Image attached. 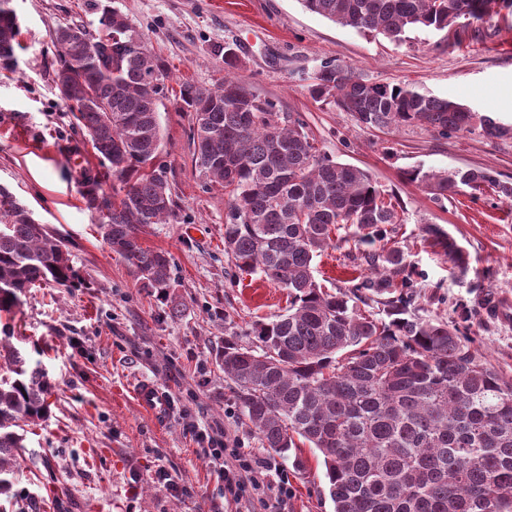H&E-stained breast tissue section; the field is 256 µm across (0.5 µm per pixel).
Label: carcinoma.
Here are the masks:
<instances>
[{"mask_svg":"<svg viewBox=\"0 0 512 512\" xmlns=\"http://www.w3.org/2000/svg\"><path fill=\"white\" fill-rule=\"evenodd\" d=\"M335 24L377 32L392 42L411 29L445 30L459 19L483 22L512 0H301ZM17 20L0 15V65L15 57ZM59 68L74 95L98 104L70 109L106 171L81 174L83 197L97 214L105 245L123 257L144 287L169 298L171 261L143 247L148 224L175 217L171 189L158 163L159 104L170 71L128 18L100 6L98 34L71 23L56 31ZM155 70L160 82L146 76ZM316 101L348 112L362 130L395 132L421 125L446 137L506 130L462 104L406 83L370 82L326 62L309 87ZM174 102L194 114L195 162L227 191L224 254L236 269L261 273L288 295L285 313L256 320L250 343L224 337L216 363L231 383L242 419L263 447L281 457L307 444L326 469L333 512H512V376L495 370L475 347L472 320L486 300L459 305L446 321L415 313V269L391 245L404 210L366 171L328 156L303 120L251 93L236 77L205 87L186 81ZM436 201L465 186L490 187L512 199V181L487 168L406 173ZM114 179L119 191L107 195ZM0 495L13 486L25 427L50 415L55 384L14 343L10 315L41 283L81 284L61 240L5 187H0ZM355 228L370 275L352 290L324 289L313 261ZM461 275L465 251L438 224L422 227ZM383 306L384 316L357 303Z\"/></svg>","mask_w":512,"mask_h":512,"instance_id":"1","label":"carcinoma"}]
</instances>
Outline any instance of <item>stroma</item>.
Wrapping results in <instances>:
<instances>
[{
    "instance_id": "35a3bbf8",
    "label": "stroma",
    "mask_w": 512,
    "mask_h": 512,
    "mask_svg": "<svg viewBox=\"0 0 512 512\" xmlns=\"http://www.w3.org/2000/svg\"><path fill=\"white\" fill-rule=\"evenodd\" d=\"M100 3L127 16L167 60L171 92L185 80L207 87L222 81L224 51L232 49L234 74L252 92L300 115L324 152L393 193L405 209L395 240L422 273L424 315L440 319L455 303L471 305L491 291L512 296V202L489 189L436 202L404 173L483 167L512 180V14L444 31L413 29L393 43L310 13L300 0H12L20 33L13 67L0 68V187L66 244L86 285L36 286L14 313L18 348L57 389L48 422L28 429L9 512H249V502L225 497L220 466L204 451L228 440L260 457L269 451L242 421L214 353L227 334L282 314L287 296L263 275L236 272L228 262L227 197L196 165L193 115L171 97L159 106V160L177 220L144 227L140 240L168 253L180 314L172 315L104 244L78 182L80 169L101 164L53 82L56 29L75 21L95 29ZM329 61L373 82H406L461 103L506 133L487 139L441 137L419 126L361 130L349 113L309 94L315 71ZM426 224L440 225L467 252L465 279L424 241ZM314 266L316 281L329 288L367 272L333 247ZM472 330L489 364L512 375V323L486 317ZM143 380L170 393L167 418L139 407L133 389ZM300 455L303 473L291 459L281 461L294 489L290 512H332L331 501L317 494L327 485L324 466L309 448ZM160 468L177 477L179 490L157 480Z\"/></svg>"
}]
</instances>
